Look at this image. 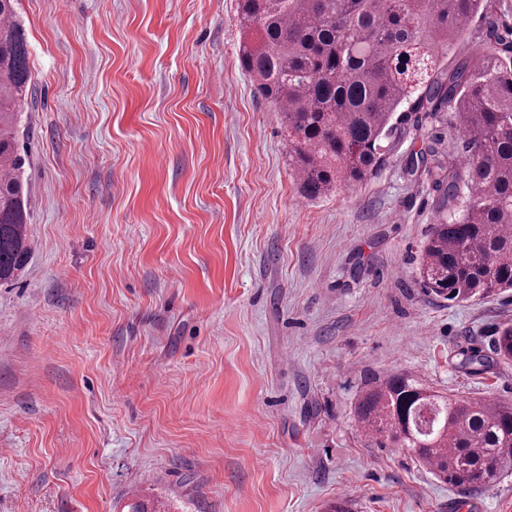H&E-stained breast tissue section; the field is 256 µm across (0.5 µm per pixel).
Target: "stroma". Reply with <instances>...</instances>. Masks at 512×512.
<instances>
[{
	"instance_id": "1",
	"label": "stroma",
	"mask_w": 512,
	"mask_h": 512,
	"mask_svg": "<svg viewBox=\"0 0 512 512\" xmlns=\"http://www.w3.org/2000/svg\"><path fill=\"white\" fill-rule=\"evenodd\" d=\"M31 85L32 258L0 285V512H512L380 448L354 407L403 374L512 402L464 370L512 291L425 292L438 195L412 159L457 116L413 113L361 185L303 199L278 107L238 59L237 0H18Z\"/></svg>"
}]
</instances>
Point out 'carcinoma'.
<instances>
[{
    "label": "carcinoma",
    "instance_id": "carcinoma-1",
    "mask_svg": "<svg viewBox=\"0 0 512 512\" xmlns=\"http://www.w3.org/2000/svg\"><path fill=\"white\" fill-rule=\"evenodd\" d=\"M14 2L0 0V284L32 257L19 144L30 72ZM237 15L239 61L281 109L288 164L308 200L373 177L409 114L440 124L448 109L458 114L465 164L432 143L420 151L442 199L421 283L450 302L511 290L512 54L491 47L494 0H238ZM476 18L483 50L448 67L444 58ZM461 356L465 369L512 361V323L499 327L491 355ZM355 418L464 491L512 470V404L447 396L392 375L365 383Z\"/></svg>",
    "mask_w": 512,
    "mask_h": 512
}]
</instances>
